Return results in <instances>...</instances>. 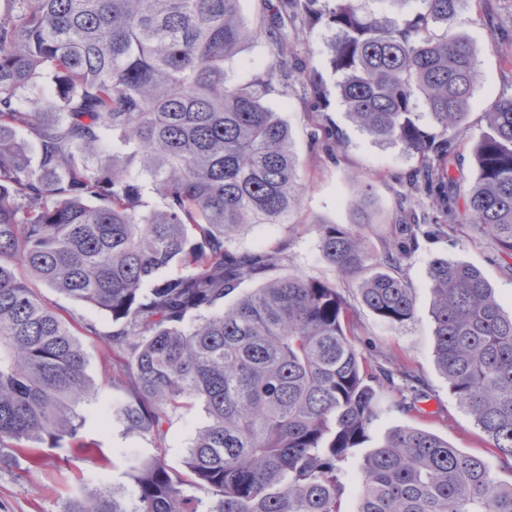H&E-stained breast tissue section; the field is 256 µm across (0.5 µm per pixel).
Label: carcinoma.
Listing matches in <instances>:
<instances>
[{
    "mask_svg": "<svg viewBox=\"0 0 512 512\" xmlns=\"http://www.w3.org/2000/svg\"><path fill=\"white\" fill-rule=\"evenodd\" d=\"M279 0L253 30L240 0H4L0 6V453L36 468L35 449L69 442L87 456L78 407L89 397L82 336L126 353L132 400L112 408L127 431L164 436L196 402L210 422L186 472L157 457L133 461L131 504L105 489L70 497L62 512H341L340 463L368 437L378 393L413 376L372 367L341 283L373 267L362 305L401 325L414 302L402 274L417 224H397L368 252L359 224H318L340 282L273 275L281 250L238 252L246 224H283L303 189L288 125L264 98L291 68L281 30L308 17L338 32L332 64L340 95L370 135L419 157L410 178L435 198L455 232L448 157L478 72L471 43L453 32L464 0H420L390 26L360 0ZM443 27L437 35L433 26ZM264 38L267 78L231 86L224 64ZM54 112L35 100L44 80ZM426 102L434 131L414 111ZM474 147L478 177L467 219L512 259V98L487 113ZM37 146L31 159L18 132ZM129 151L102 156L107 132ZM139 163L163 207L150 209L129 175ZM178 274L163 275L172 266ZM437 366L458 405L512 470V315L482 272L439 259L431 272ZM251 280L262 284L224 306ZM46 287L107 313L112 331L63 318ZM205 489L209 501L186 487ZM357 512H512V481L483 458L427 431L389 432L364 458Z\"/></svg>",
    "mask_w": 512,
    "mask_h": 512,
    "instance_id": "obj_1",
    "label": "carcinoma"
}]
</instances>
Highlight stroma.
Segmentation results:
<instances>
[{
    "mask_svg": "<svg viewBox=\"0 0 512 512\" xmlns=\"http://www.w3.org/2000/svg\"><path fill=\"white\" fill-rule=\"evenodd\" d=\"M454 30L474 45L478 72L450 160L454 194L462 202L476 177L472 149L487 130L486 114L498 100L512 97V0H467ZM284 36L295 64L287 78L274 79L265 104L290 129L304 189L288 223L245 226L232 241V249L261 252L280 248L286 255L280 274L300 273L331 281L336 272L322 255L315 225L349 224L358 212H365L369 222L366 248L379 253L396 224L415 216L421 219L417 246L403 270L413 291V318L394 326L359 304L353 314L359 347L370 364L405 367L419 379L426 397L417 410L409 411L400 407L399 396L392 390L380 393L378 417L368 440L352 449L341 464L342 512H356L358 507L363 457L388 432L400 427L420 428L448 440L455 448L481 456L499 480H512V472L500 468L495 448L459 407L436 365L430 268L438 259L477 267L508 315H512V273L506 271L504 261L495 259L492 245L472 238L467 226L449 235L435 231V212L428 198L409 185L419 158L401 145L376 140L349 118L338 87L342 74L332 65L335 31L300 19L285 28ZM272 59L264 40L245 42L225 63L224 77L231 84H247L264 75ZM317 134L322 135V142H314ZM362 182L372 186L371 199L364 208L358 194ZM82 342L93 387L92 397L80 407L82 435L100 444L103 457L90 459L75 448H46L42 466L31 470L24 457L0 453V512H61L66 498L94 496L105 488L131 499V459L159 455L171 468L182 470L197 431L209 422L204 407L197 404L173 415L165 436L157 438L130 433L116 417H104V406L120 405L130 397L120 381L123 355L108 350L94 336L83 337Z\"/></svg>",
    "mask_w": 512,
    "mask_h": 512,
    "instance_id": "obj_1",
    "label": "stroma"
}]
</instances>
